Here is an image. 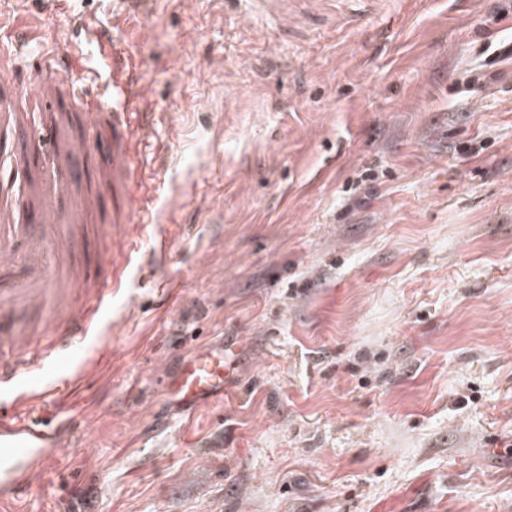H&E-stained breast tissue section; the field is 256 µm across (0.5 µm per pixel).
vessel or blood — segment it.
Masks as SVG:
<instances>
[{"instance_id":"obj_1","label":"vessel or blood","mask_w":512,"mask_h":512,"mask_svg":"<svg viewBox=\"0 0 512 512\" xmlns=\"http://www.w3.org/2000/svg\"><path fill=\"white\" fill-rule=\"evenodd\" d=\"M112 147L102 166L112 173L122 221L151 212L152 195L133 144L148 136L147 120H134L129 104L138 92L113 78ZM104 224H0V499L29 493L45 468L50 448L69 435L71 421L58 410L36 409L43 390L14 392L15 382L34 375L85 344L101 321L102 308L121 288L105 276L112 264ZM90 246L87 261L70 264L76 244ZM228 369L219 352L184 361L166 389L178 406L190 407L224 394Z\"/></svg>"}]
</instances>
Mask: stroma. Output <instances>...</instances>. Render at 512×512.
I'll return each instance as SVG.
<instances>
[{"instance_id": "obj_1", "label": "stroma", "mask_w": 512, "mask_h": 512, "mask_svg": "<svg viewBox=\"0 0 512 512\" xmlns=\"http://www.w3.org/2000/svg\"><path fill=\"white\" fill-rule=\"evenodd\" d=\"M118 36L141 50L167 256L114 231L140 250L112 351L50 371L94 369L14 512H512V53L487 50L512 0H310L292 29L229 0H0L8 222L111 223L112 177L73 146L105 119L84 78ZM205 350L231 388L177 409L165 383Z\"/></svg>"}]
</instances>
